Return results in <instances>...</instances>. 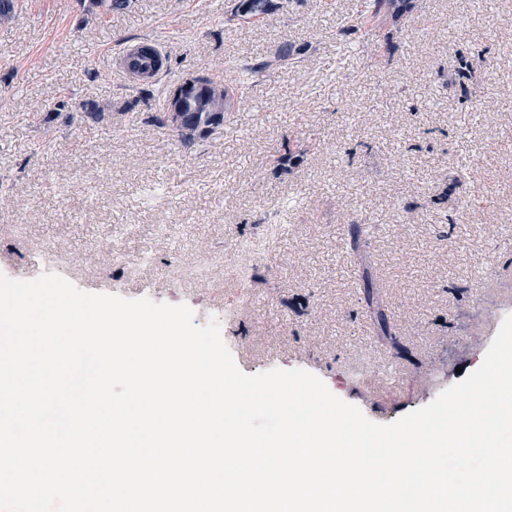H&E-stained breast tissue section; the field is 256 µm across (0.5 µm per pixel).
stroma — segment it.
<instances>
[{
    "label": "stroma",
    "instance_id": "35a3bbf8",
    "mask_svg": "<svg viewBox=\"0 0 512 512\" xmlns=\"http://www.w3.org/2000/svg\"><path fill=\"white\" fill-rule=\"evenodd\" d=\"M14 3L0 21V275L35 279L42 254L82 291L184 304L198 325L244 295L224 323L241 371L306 370L376 424L483 360L491 312L512 313V181L498 177L512 169V0H413L371 21L362 0ZM146 38L167 69L141 86L116 54ZM283 48L284 67L252 72ZM229 72L245 89L211 133L187 145L149 123L185 80ZM90 103L103 124L84 122ZM386 362L404 373L393 399L343 378Z\"/></svg>",
    "mask_w": 512,
    "mask_h": 512
}]
</instances>
